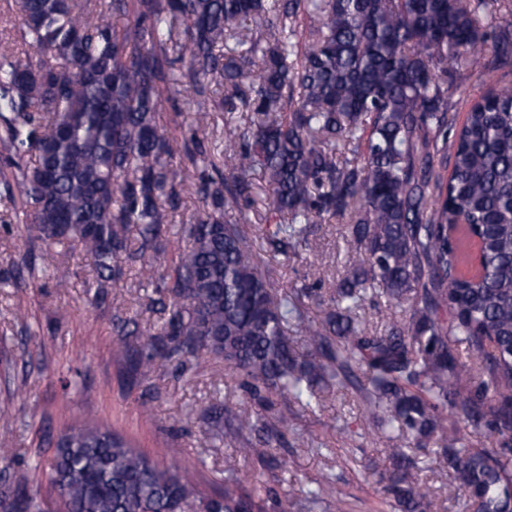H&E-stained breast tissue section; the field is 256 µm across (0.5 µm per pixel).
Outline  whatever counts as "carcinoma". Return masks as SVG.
I'll return each mask as SVG.
<instances>
[{"label":"carcinoma","instance_id":"obj_1","mask_svg":"<svg viewBox=\"0 0 512 512\" xmlns=\"http://www.w3.org/2000/svg\"><path fill=\"white\" fill-rule=\"evenodd\" d=\"M265 10V0L18 2L19 38L39 60H0V141L32 157L14 163L15 216L44 243L80 245L95 270L87 287L105 298L123 262L163 252L184 193L197 196L175 265L149 274L139 298L164 322L115 312L113 355L152 388L168 370L192 376L224 360L248 409L228 400L184 419L260 467L248 490L225 459L207 495L177 465L182 449L152 460L87 420L47 463L63 512H343L333 475L287 492L284 462L266 447L333 383L351 388L366 425L432 449L454 495L512 512V88L485 91L459 125L448 119V85L483 60L485 16L505 11L483 68L512 62V0H280L272 39L224 55L225 39ZM112 14L128 23L112 27ZM180 97L195 124L159 126L164 106L180 114ZM218 107L246 114L225 129L224 169L205 145ZM256 172L273 186L277 220L261 248L244 230ZM325 217L346 223L351 254L336 287L277 289L265 256L297 254ZM381 298L401 320L353 322ZM468 428L488 430L491 446L465 447ZM388 454L384 500L428 512L418 459L397 442ZM44 505L0 477V512Z\"/></svg>","mask_w":512,"mask_h":512}]
</instances>
